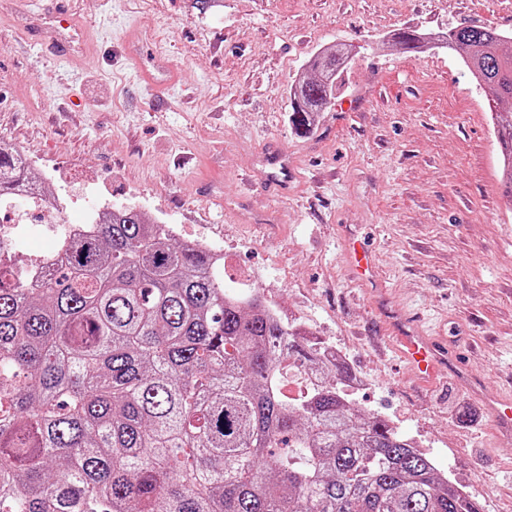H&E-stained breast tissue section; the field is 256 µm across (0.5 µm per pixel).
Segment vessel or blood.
<instances>
[{"label":"vessel or blood","mask_w":512,"mask_h":512,"mask_svg":"<svg viewBox=\"0 0 512 512\" xmlns=\"http://www.w3.org/2000/svg\"><path fill=\"white\" fill-rule=\"evenodd\" d=\"M142 79L154 84H167L174 80L175 73L162 55H155L151 66H139ZM341 245L346 265L354 280L365 288H378L376 252L369 236H357L344 232ZM376 310L391 325L395 333V350L424 382L434 381L448 372L475 398L481 399L485 413L506 433H512V395L486 397L482 387L467 374L463 363L448 355L445 341L428 335L420 325L404 312L390 309L386 297H378Z\"/></svg>","instance_id":"1"}]
</instances>
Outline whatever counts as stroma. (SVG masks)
Masks as SVG:
<instances>
[{
  "instance_id": "1",
  "label": "stroma",
  "mask_w": 512,
  "mask_h": 512,
  "mask_svg": "<svg viewBox=\"0 0 512 512\" xmlns=\"http://www.w3.org/2000/svg\"><path fill=\"white\" fill-rule=\"evenodd\" d=\"M88 51L62 56L53 12ZM478 24L512 33V0H0V144L35 161L68 219L99 200L222 246L225 278L246 277L309 337L343 350L364 384L358 407L412 437L475 494L512 512V439L451 375L421 385L389 345L372 296L349 276L342 225L372 227L383 288L469 356L487 395L512 375V207L499 147L460 53L408 55L393 31ZM351 56L336 98L307 131L291 92L310 59ZM167 57L155 89L136 56ZM287 151V195L243 176Z\"/></svg>"
}]
</instances>
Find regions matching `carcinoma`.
<instances>
[{"mask_svg":"<svg viewBox=\"0 0 512 512\" xmlns=\"http://www.w3.org/2000/svg\"><path fill=\"white\" fill-rule=\"evenodd\" d=\"M505 35L447 46L512 100ZM341 49L313 60L292 122L331 102ZM512 198V110L495 113ZM26 180L0 149V202ZM38 284L0 256V512H480L416 442L363 413L345 363L224 286L212 250L116 209L64 237Z\"/></svg>","mask_w":512,"mask_h":512,"instance_id":"obj_1","label":"carcinoma"}]
</instances>
